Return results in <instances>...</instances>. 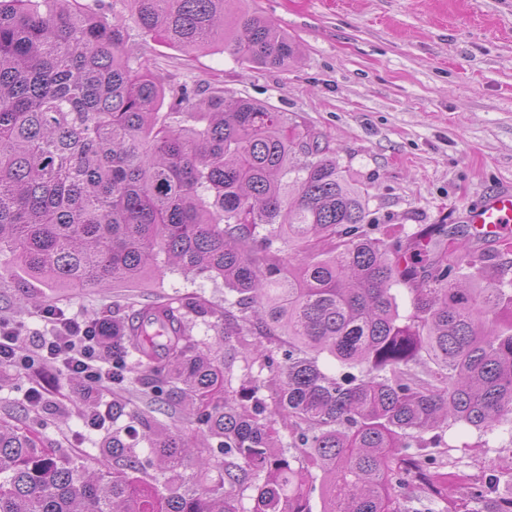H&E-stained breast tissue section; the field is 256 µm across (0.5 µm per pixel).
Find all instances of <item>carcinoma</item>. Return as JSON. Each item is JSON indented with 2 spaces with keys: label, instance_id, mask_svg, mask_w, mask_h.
<instances>
[{
  "label": "carcinoma",
  "instance_id": "obj_1",
  "mask_svg": "<svg viewBox=\"0 0 512 512\" xmlns=\"http://www.w3.org/2000/svg\"><path fill=\"white\" fill-rule=\"evenodd\" d=\"M239 2L0 0V257L48 285L178 267L233 296L222 314L184 297L93 322L112 325V420L130 384L146 397L112 434L121 467L83 480L0 421V512H312L317 488L321 512H512L500 490L512 467L448 500L463 476L439 433L512 427L507 270L489 274L491 257L445 224L406 246L372 236L365 191L329 144L268 105L183 85L159 111L166 84L129 54V22L186 52L296 60V43ZM219 316L222 357L190 329ZM174 401L201 443L153 416ZM196 445L192 489L179 469Z\"/></svg>",
  "mask_w": 512,
  "mask_h": 512
}]
</instances>
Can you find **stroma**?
<instances>
[{
  "label": "stroma",
  "mask_w": 512,
  "mask_h": 512,
  "mask_svg": "<svg viewBox=\"0 0 512 512\" xmlns=\"http://www.w3.org/2000/svg\"><path fill=\"white\" fill-rule=\"evenodd\" d=\"M299 45L288 68L250 67L221 51L185 53L129 31V50L169 86L202 84L287 113L325 136L367 192L378 238L404 241L420 225L463 227L468 206L512 188V0H245ZM198 295L224 306L222 280L172 268L130 288L31 285L0 277V318L42 329L45 308L86 319L123 316L132 302ZM29 376L0 369V419L37 433L43 447L112 470L111 432L88 431L85 413L106 401L81 379L49 370L30 407ZM450 464L480 476L512 463V433L489 437L455 425Z\"/></svg>",
  "instance_id": "stroma-1"
}]
</instances>
